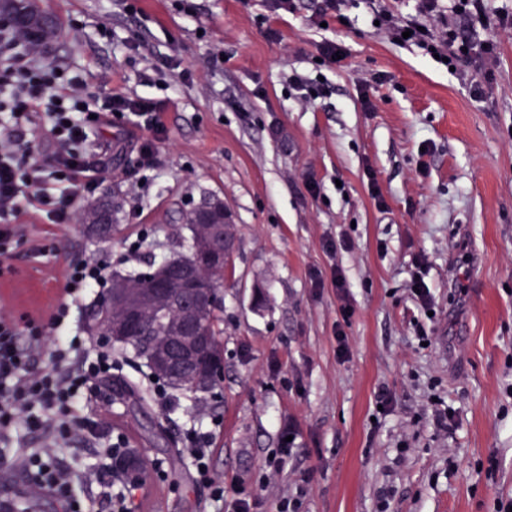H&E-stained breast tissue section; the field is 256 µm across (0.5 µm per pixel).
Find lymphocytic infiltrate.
I'll return each mask as SVG.
<instances>
[{
	"instance_id": "obj_1",
	"label": "lymphocytic infiltrate",
	"mask_w": 512,
	"mask_h": 512,
	"mask_svg": "<svg viewBox=\"0 0 512 512\" xmlns=\"http://www.w3.org/2000/svg\"><path fill=\"white\" fill-rule=\"evenodd\" d=\"M378 21L391 40H407L426 55H439L450 66L468 63L470 80L492 74L498 44L481 39L478 27L512 29V11L489 12L486 0H416L415 13L397 17L382 12ZM162 102L147 94L105 100L91 92L85 72L48 48H33L10 30L0 31V258L10 257L25 236L21 215L28 208L44 212L54 224L75 223L94 191L111 170V141L104 134L115 122L128 129L145 125L161 129ZM102 264L79 260L67 270L61 302L48 320L18 323L0 309V481L17 470L32 471L24 489L0 512H30L32 498L52 494L64 512H81L82 493L94 490L99 512H135L125 495H112V470L84 464L90 449L117 453L112 423L103 416L89 418L86 404L101 376L111 374L110 352L89 357L83 337L70 334L73 308L93 289L105 286ZM39 439L41 446L28 457L4 452L17 427ZM207 436L191 430L187 452L196 462V478L214 488L224 512H253L254 501L234 488L224 494L223 476L207 462ZM70 449V461L57 451Z\"/></svg>"
}]
</instances>
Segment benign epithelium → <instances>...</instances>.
<instances>
[{
	"mask_svg": "<svg viewBox=\"0 0 512 512\" xmlns=\"http://www.w3.org/2000/svg\"><path fill=\"white\" fill-rule=\"evenodd\" d=\"M189 218L198 238L193 259H175L154 273L153 288L147 291L124 284L105 292L97 312L105 321L101 334L110 342L128 341L168 312L177 313L148 351L149 361L158 375L172 380L189 376L204 392L222 376L210 339L200 327L201 313L218 302L219 290L198 287L197 270L227 265L236 251L237 235L231 216L215 201L200 203L189 211ZM140 465V459L131 454L116 471L137 481Z\"/></svg>",
	"mask_w": 512,
	"mask_h": 512,
	"instance_id": "7a95c632",
	"label": "benign epithelium"
}]
</instances>
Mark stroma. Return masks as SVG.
<instances>
[{
	"mask_svg": "<svg viewBox=\"0 0 512 512\" xmlns=\"http://www.w3.org/2000/svg\"><path fill=\"white\" fill-rule=\"evenodd\" d=\"M42 5L60 21L53 55L80 63L98 96L163 101L164 132L135 133L154 139L156 167H138L131 150L110 156L111 239L23 217L24 241L0 261V305L45 319L75 259L126 275L182 254L179 214L205 200L224 204L237 233L220 290L218 397L119 399L113 377L139 390L149 381L116 348L92 406L154 471L150 512H221L184 451L197 425L210 468L225 487L242 481L259 512L296 494L302 512H377L386 487L389 512H496L512 500V33L496 32L497 63L476 98L467 77L373 25L382 8L410 15L412 0H347L342 23L323 0H299L292 14L269 0ZM327 39L346 50L341 66L319 63ZM294 74L327 81L329 95L301 101ZM341 236L349 249L329 256L325 242ZM420 255L430 314L409 294ZM334 264L345 290L314 291L311 271ZM382 385L395 395L386 413ZM434 394L455 409L453 429L437 426ZM290 421L295 455L267 477Z\"/></svg>",
	"mask_w": 512,
	"mask_h": 512,
	"instance_id": "35a3bbf8",
	"label": "stroma"
}]
</instances>
